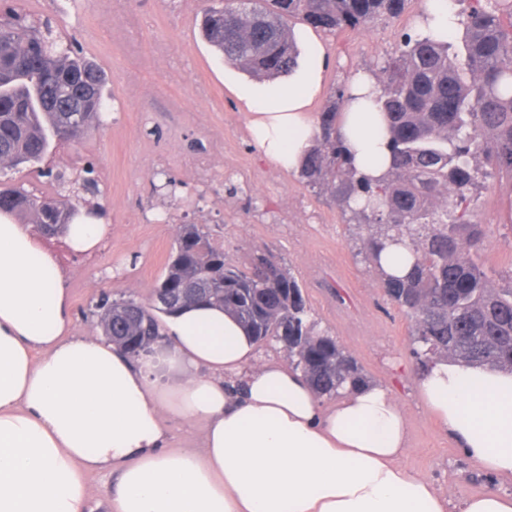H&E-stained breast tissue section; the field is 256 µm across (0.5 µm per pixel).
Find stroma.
Masks as SVG:
<instances>
[{"instance_id": "1", "label": "stroma", "mask_w": 512, "mask_h": 512, "mask_svg": "<svg viewBox=\"0 0 512 512\" xmlns=\"http://www.w3.org/2000/svg\"><path fill=\"white\" fill-rule=\"evenodd\" d=\"M207 0H0L32 20H50L107 76L101 124L59 143L41 164L0 169V181L38 196L95 206L111 230L96 251L58 247L77 332L101 333L92 315L107 297L150 303L183 224L205 227L213 246L239 264L272 254L302 284L311 316L354 356L371 382L389 384L409 424L401 462L433 482L456 512L466 497L512 482L481 471L420 401L412 324L385 295L360 250L352 214L329 193L262 160L234 92L244 74L202 37ZM424 10L367 30L319 33L325 49L323 109L332 89L363 73L376 79ZM477 207L493 233L481 261L500 286L512 280V180L481 190Z\"/></svg>"}]
</instances>
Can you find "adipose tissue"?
Wrapping results in <instances>:
<instances>
[{
    "label": "adipose tissue",
    "mask_w": 512,
    "mask_h": 512,
    "mask_svg": "<svg viewBox=\"0 0 512 512\" xmlns=\"http://www.w3.org/2000/svg\"><path fill=\"white\" fill-rule=\"evenodd\" d=\"M298 67L275 97L238 98L251 137L296 172L319 127L310 107L325 53L299 33ZM352 77L340 116L357 167L388 157L384 116ZM109 230L80 210L62 233L75 254ZM56 251L0 214V512H85L90 476L112 479L109 512H447L432 482L400 459L405 413L388 387L369 384L324 401L303 374L274 358L218 307L165 317V351L134 359L103 337L75 333ZM420 398L480 469L512 480V372L431 364ZM200 424V450L169 447L168 418Z\"/></svg>",
    "instance_id": "obj_1"
}]
</instances>
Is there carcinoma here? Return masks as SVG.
<instances>
[{"label": "carcinoma", "instance_id": "carcinoma-1", "mask_svg": "<svg viewBox=\"0 0 512 512\" xmlns=\"http://www.w3.org/2000/svg\"><path fill=\"white\" fill-rule=\"evenodd\" d=\"M407 0H215L200 21L203 38L252 77L276 78L298 56L296 23L319 31L366 29L394 19ZM453 31L406 33L372 92L388 120L387 167L358 169L341 144L344 90L320 112V136L301 177L336 192L370 228L366 259L380 265L388 246L410 255L385 294L412 323L413 355L423 364L454 360L512 371V284L496 287L481 264L487 230L474 191L512 180V0H450ZM106 76L93 61L12 13L0 23V166L40 163L55 142L82 138L105 109ZM73 204L0 188V212L30 218L54 237ZM215 305L261 344L280 346L315 392L333 398L369 384L355 358L317 329L303 288L270 255L245 267L211 245L196 224L180 226L167 271L148 306L134 298L96 305L104 336L131 357L162 333L156 313Z\"/></svg>", "mask_w": 512, "mask_h": 512}]
</instances>
